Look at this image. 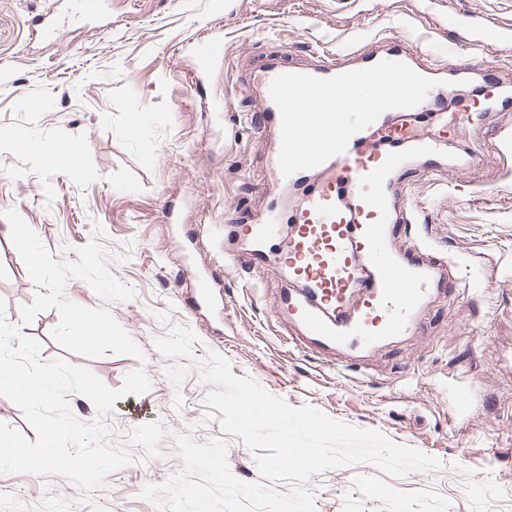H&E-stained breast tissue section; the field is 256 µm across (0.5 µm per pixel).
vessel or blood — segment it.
Returning a JSON list of instances; mask_svg holds the SVG:
<instances>
[{
	"label": "vessel or blood",
	"mask_w": 512,
	"mask_h": 512,
	"mask_svg": "<svg viewBox=\"0 0 512 512\" xmlns=\"http://www.w3.org/2000/svg\"><path fill=\"white\" fill-rule=\"evenodd\" d=\"M487 39L511 44L512 28L487 18L471 23V42ZM383 59L419 68L398 40L383 54L358 51L351 60L329 59L308 73L330 78ZM420 70L434 80L447 74L467 81L476 93L475 110H449L446 91L435 88L414 107L385 111L351 137L344 153L277 177L265 207L246 220L243 230L255 242L251 263L276 258L300 284L285 304L301 344L333 349L415 332L417 314L447 270L446 259L427 242L393 247L397 225L408 221L393 206L404 191L400 176L415 162L436 163L458 126L479 123L482 111L512 108V85L481 77V65L467 59L456 60L447 73ZM282 188L295 193L294 205L282 203Z\"/></svg>",
	"instance_id": "obj_1"
}]
</instances>
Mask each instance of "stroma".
Segmentation results:
<instances>
[{
  "instance_id": "1",
  "label": "stroma",
  "mask_w": 512,
  "mask_h": 512,
  "mask_svg": "<svg viewBox=\"0 0 512 512\" xmlns=\"http://www.w3.org/2000/svg\"><path fill=\"white\" fill-rule=\"evenodd\" d=\"M53 2L0 0V315L39 342L40 361L66 359L114 389L141 368L151 385L106 419L111 443L134 461L92 505L56 475L0 474V493L28 506L57 496L73 512H155L141 491L181 471L177 434L225 436L232 474L259 480L241 438L205 418L212 386L200 363L213 351L292 406L441 462L402 477L369 463L312 475L315 512H512V154L499 155L512 111L457 130L455 146L482 152L481 162L406 176L411 193L396 203L415 212L406 234L429 237L457 265L416 335L319 356L288 345L294 326L276 304L295 286L287 269L258 271L249 237L224 238L235 203L263 208L270 184L275 145L257 128L253 82L265 57L305 67L398 38L428 64L466 56L512 75V45L456 41L482 15L512 24V0H105L101 21L34 39L29 19ZM205 45L212 66L200 71ZM67 142L82 148L76 167L49 170L47 153ZM7 224L27 225V237ZM200 224L199 257L218 279L194 316L178 244ZM82 318L104 328L94 344L75 337ZM154 422L168 436L148 459L128 435Z\"/></svg>"
}]
</instances>
